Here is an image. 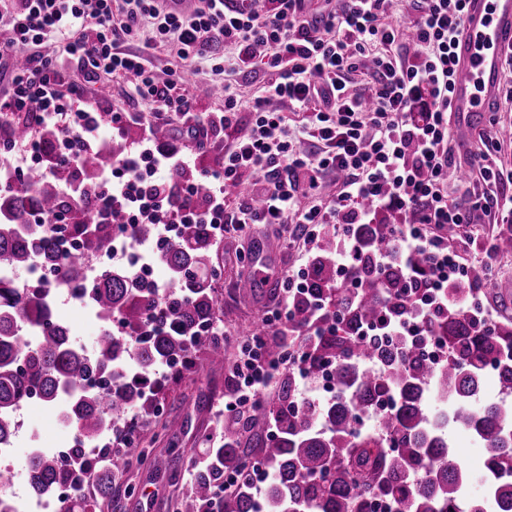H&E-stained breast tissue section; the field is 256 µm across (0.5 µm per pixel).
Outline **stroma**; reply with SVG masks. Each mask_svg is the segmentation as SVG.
Returning <instances> with one entry per match:
<instances>
[{
	"instance_id": "35a3bbf8",
	"label": "stroma",
	"mask_w": 512,
	"mask_h": 512,
	"mask_svg": "<svg viewBox=\"0 0 512 512\" xmlns=\"http://www.w3.org/2000/svg\"><path fill=\"white\" fill-rule=\"evenodd\" d=\"M82 89L86 96L98 102L104 114L129 104L127 84L118 77L102 73L83 83ZM159 123L171 126L172 145L196 157L206 158L214 168L221 165L224 147L235 137L234 132L228 131L216 137L196 139L187 136V122L163 117ZM271 238L279 240V249L273 251L270 258L257 259L259 244ZM306 250V244L294 236L293 227L289 224H255L244 233L225 227L223 238L216 240L213 249V263L221 272L217 285L224 304V333L239 335L242 327L256 318L260 303L270 289L277 287L286 271L298 269L305 262ZM248 260L256 261L267 281L246 295L240 292L238 282L246 272L244 263ZM491 273L500 289L481 293L482 303L493 321L512 320V255L497 257ZM52 306L54 317L70 328L74 345L84 352H92L105 330L94 312L64 290L54 296ZM230 383L229 372L210 369L199 358L194 359L191 369L183 375L160 379L156 398L161 407V417L171 421L175 431L162 433L157 425L150 424L143 426V436H157L156 446L161 450H203L206 436L218 431L215 407ZM23 416L24 426L16 447L6 459L14 472L16 488L21 493L27 489L26 468L32 449L50 450L70 443L74 432L73 427L58 420L54 409L42 404L26 408ZM129 479L136 492L120 500L117 512H142L141 507L145 504L149 505V512H173L174 500L190 489L193 473L185 463L175 470L140 466L130 473Z\"/></svg>"
}]
</instances>
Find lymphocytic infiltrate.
Masks as SVG:
<instances>
[{
    "label": "lymphocytic infiltrate",
    "mask_w": 512,
    "mask_h": 512,
    "mask_svg": "<svg viewBox=\"0 0 512 512\" xmlns=\"http://www.w3.org/2000/svg\"><path fill=\"white\" fill-rule=\"evenodd\" d=\"M466 0H336L314 16L306 0H203L190 13L170 14L157 0H0V72L9 90L0 96V113L26 112L32 126L73 129L88 149H101L104 126L151 128L152 114L191 118L197 99L181 73L161 80L144 56L148 49H173L206 81L217 84L224 109L208 113L210 129H232L237 136L224 151L222 169L203 171L209 186L197 198L193 184L180 187L181 203H171L167 186L173 172L195 165L191 154L143 147L106 168L94 192L97 211L118 213L126 224L157 225L165 239L169 224H208L214 236L225 225L246 231L252 224H292L305 241L322 232L338 238L337 273L349 290L361 283L352 272L358 253V226L382 213L397 216L396 251H378V269L399 266L405 295L419 305L420 317L381 311L361 336H388L428 346L439 338L423 318L447 309L440 271L448 255L447 227L463 229L470 214H494L512 223V166L497 163L499 143L486 136L474 160L485 185L450 184L455 159L449 112L455 60L452 40L460 29ZM142 40L140 52L124 51ZM57 44L60 58L40 53ZM267 76L261 95L245 104L237 83L254 68ZM106 71L127 79L131 93L150 103L151 113L111 111L101 119L84 98L78 77ZM253 114L242 123L243 111ZM307 113L302 133H293L288 112ZM317 147L300 149L302 137ZM335 174L339 190L327 204L315 202L322 177ZM257 178L252 194L226 204V189L244 176ZM309 204H301V196ZM424 256L429 273L418 278L415 256ZM265 336L249 338L233 366L236 383L217 412L225 426L255 406L275 379L291 373L294 407L311 402L313 376L304 370L310 356L302 348L268 358Z\"/></svg>",
    "instance_id": "1"
}]
</instances>
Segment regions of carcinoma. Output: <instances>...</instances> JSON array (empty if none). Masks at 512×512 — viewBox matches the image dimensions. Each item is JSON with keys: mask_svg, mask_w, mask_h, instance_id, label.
<instances>
[{"mask_svg": "<svg viewBox=\"0 0 512 512\" xmlns=\"http://www.w3.org/2000/svg\"><path fill=\"white\" fill-rule=\"evenodd\" d=\"M3 129L16 141L35 139L51 176L39 172L17 186L0 187V268H27L37 255L57 279L37 288L0 280V443L10 441L16 408L37 389L48 404L65 400L63 413L75 431L71 451L89 473L92 461L85 441L111 434L133 412L160 417L150 392L158 365L178 360L186 367L203 346L209 365L224 368V342L214 337L201 343L196 334L199 325L215 323L224 313L213 285L214 238L208 224L182 225L180 237L160 252L159 261L172 273L170 292L161 301L155 286L123 270H103L87 281L84 258L111 244L110 224L120 223V216L104 220L87 203L63 197L58 186L77 181L87 190L95 188L103 170L128 155L126 144L141 138V128L127 127L122 141H110L101 150L76 143L81 155L76 168L56 161L55 143L65 135L61 128H34L29 116L6 113L0 116ZM57 208L73 212L74 222H29L32 213ZM393 224L391 216L383 215L359 230L356 266L363 288L353 303L336 278V239L324 237L313 257L311 293L325 300L323 318L338 322L339 328L314 337L315 356L307 369L314 373L333 363L336 398L292 412L285 401L294 395L293 377L282 379L256 414L239 429L226 428L221 445L208 449V463L196 470L191 491L175 502V512H201L226 472L236 474L238 487L224 496L223 512H255L248 460L273 475L265 512H371V501L378 496L391 499L396 512H496L500 503L512 504V406H477L489 369L496 372L501 392L512 394V355H506L512 352V325L496 323L489 334L463 309L436 313L429 327L447 350L437 366L402 343L354 338L355 329L373 322L386 305L395 313L412 310L397 298L400 268L394 265L380 273L372 265L376 251L396 248ZM67 234L80 240L82 255L60 250L59 241ZM63 288L87 300L105 325L120 321L126 334L114 336L107 330L92 353L78 349L69 329L50 310L52 295ZM27 322L39 329L30 342L19 333ZM317 324L303 301L295 305L288 330L299 332L305 344ZM370 364L378 371H370ZM95 375L108 377L109 386H85ZM431 396L439 406L428 412L424 403ZM385 397L396 398V407L377 416L373 429L356 428ZM270 418L277 426L274 436L265 434ZM450 424L472 430L486 450L485 492L480 497L468 496L470 475L448 441ZM154 443L152 436L146 442L117 445L106 455L110 465L100 470V486L108 502L120 495L113 478L128 473L133 461L147 459L157 469L171 466L174 458L158 453ZM27 476L30 491L43 498L69 487L73 508L68 512L100 508L99 501L86 498L76 471L63 466L50 450L30 455Z\"/></svg>", "mask_w": 512, "mask_h": 512, "instance_id": "obj_1", "label": "carcinoma"}]
</instances>
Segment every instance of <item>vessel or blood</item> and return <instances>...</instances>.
I'll return each mask as SVG.
<instances>
[{"label":"vessel or blood","instance_id":"vessel-or-blood-1","mask_svg":"<svg viewBox=\"0 0 512 512\" xmlns=\"http://www.w3.org/2000/svg\"><path fill=\"white\" fill-rule=\"evenodd\" d=\"M512 46V0H467L453 43L457 76L450 93L455 148L474 154L472 135L499 94L504 53Z\"/></svg>","mask_w":512,"mask_h":512}]
</instances>
